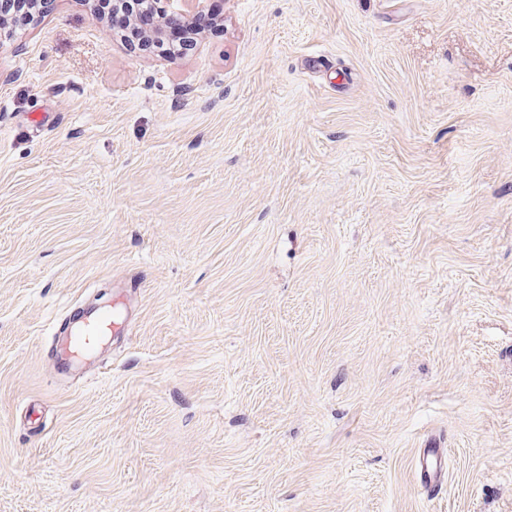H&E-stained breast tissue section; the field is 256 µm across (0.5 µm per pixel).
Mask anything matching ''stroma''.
<instances>
[{"label":"stroma","instance_id":"obj_1","mask_svg":"<svg viewBox=\"0 0 512 512\" xmlns=\"http://www.w3.org/2000/svg\"><path fill=\"white\" fill-rule=\"evenodd\" d=\"M221 2L0 31V512H512V0ZM97 10L107 19L109 26L117 33H121L131 42L138 45L152 46L161 49L162 52L172 54L181 53L189 43L196 40L195 36L212 32L219 27L218 19L221 11L219 5L211 13L201 14V0H151L150 5L161 9L162 15L177 14L179 17L162 16L153 8H147L138 4L139 8L134 12L128 10L124 4L115 3L113 0H98ZM166 30V37L160 41H153L147 37V33L157 27ZM129 290H122L111 305L89 310L75 327L60 341L56 354L57 363L65 368L79 367L94 355L110 338L123 336L127 318L123 305L128 301ZM446 455L441 448H425L419 457L417 476L421 486L428 491L441 486Z\"/></svg>","mask_w":512,"mask_h":512}]
</instances>
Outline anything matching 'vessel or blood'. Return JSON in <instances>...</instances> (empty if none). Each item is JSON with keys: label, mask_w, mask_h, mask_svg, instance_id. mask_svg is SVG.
Masks as SVG:
<instances>
[{"label": "vessel or blood", "mask_w": 512, "mask_h": 512, "mask_svg": "<svg viewBox=\"0 0 512 512\" xmlns=\"http://www.w3.org/2000/svg\"><path fill=\"white\" fill-rule=\"evenodd\" d=\"M127 294H120L111 305L89 310L60 341L57 363L65 368L79 367L110 338L124 335L127 319L123 307ZM446 455L442 449L428 448L419 457L417 476L421 486L433 491L441 485Z\"/></svg>", "instance_id": "obj_1"}]
</instances>
